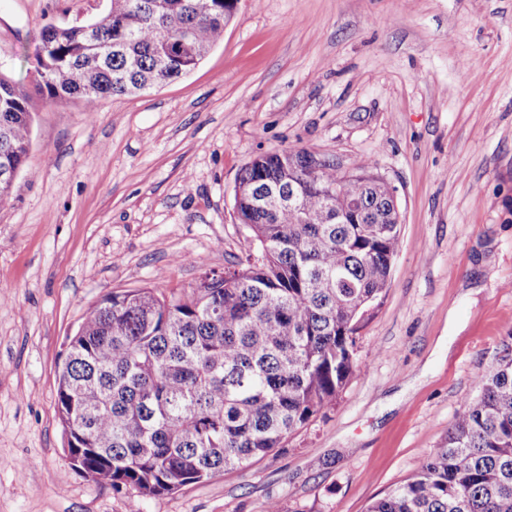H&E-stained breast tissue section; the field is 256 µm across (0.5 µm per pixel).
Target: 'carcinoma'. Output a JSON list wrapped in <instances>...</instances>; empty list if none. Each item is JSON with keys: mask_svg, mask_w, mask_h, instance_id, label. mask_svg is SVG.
<instances>
[{"mask_svg": "<svg viewBox=\"0 0 512 512\" xmlns=\"http://www.w3.org/2000/svg\"><path fill=\"white\" fill-rule=\"evenodd\" d=\"M105 16L45 25L34 90L0 74V203L31 147L33 94L92 107L191 73L224 39V0H105ZM276 150L236 178L247 266L185 296L114 291L90 307L58 366L71 469L130 498L249 464L336 401L359 369L354 334L390 287L392 186L362 162ZM344 210L337 217L336 209ZM441 448L367 512H512V356L479 381Z\"/></svg>", "mask_w": 512, "mask_h": 512, "instance_id": "obj_1", "label": "carcinoma"}]
</instances>
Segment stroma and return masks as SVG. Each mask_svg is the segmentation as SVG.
I'll return each instance as SVG.
<instances>
[{"instance_id": "obj_1", "label": "stroma", "mask_w": 512, "mask_h": 512, "mask_svg": "<svg viewBox=\"0 0 512 512\" xmlns=\"http://www.w3.org/2000/svg\"><path fill=\"white\" fill-rule=\"evenodd\" d=\"M104 14V0H0V71L31 82L46 21ZM33 112L0 204V512H129L70 467L66 338L110 292L187 293L245 264L233 189L266 152L372 161L397 191L391 284L335 404L285 448L139 512H366L512 352V0H240L186 77Z\"/></svg>"}]
</instances>
